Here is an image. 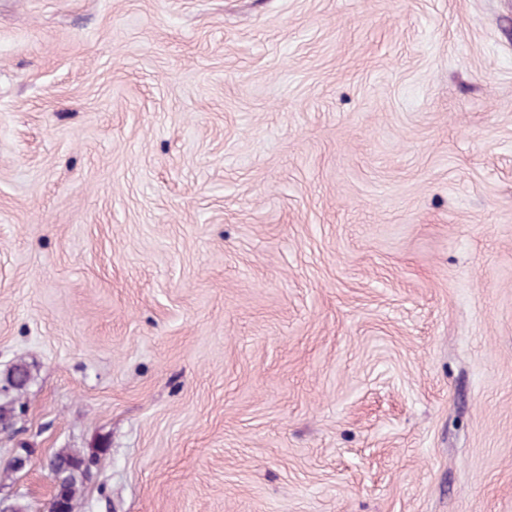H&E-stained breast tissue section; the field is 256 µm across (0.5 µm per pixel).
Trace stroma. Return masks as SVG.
<instances>
[{"instance_id":"stroma-1","label":"stroma","mask_w":512,"mask_h":512,"mask_svg":"<svg viewBox=\"0 0 512 512\" xmlns=\"http://www.w3.org/2000/svg\"><path fill=\"white\" fill-rule=\"evenodd\" d=\"M12 399L33 512H512V0H0ZM101 453H103V449L92 448L88 452L62 449L54 454L53 458L58 465L54 477V496L57 492L56 478L64 490L63 498L66 501L64 504L66 511H59V500H55L51 503V512H75L78 486L87 475L86 471H90L92 466L98 464Z\"/></svg>"}]
</instances>
